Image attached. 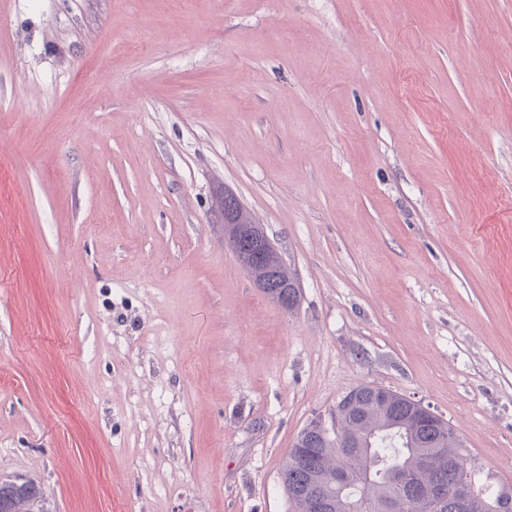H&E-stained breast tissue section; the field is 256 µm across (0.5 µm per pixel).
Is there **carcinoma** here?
<instances>
[{"instance_id":"carcinoma-1","label":"carcinoma","mask_w":512,"mask_h":512,"mask_svg":"<svg viewBox=\"0 0 512 512\" xmlns=\"http://www.w3.org/2000/svg\"><path fill=\"white\" fill-rule=\"evenodd\" d=\"M261 276L279 284H288V310L300 301V289L295 287L296 274L280 260L269 255L261 268ZM350 405L343 437L363 441L373 434L376 441L372 451L336 452V438L320 433L314 424H308L298 435L294 447L301 455H288L281 469L282 483L288 497H293L311 486L320 501V507L311 512H343L341 498L336 492L332 476L341 469L353 480V490L359 492L358 512H379L382 501L396 492L383 478L391 467L405 466L412 459L427 458L426 466L415 479L422 484L436 481L448 494V512H457L460 483L467 479L466 465L448 469V452L461 446L452 428L443 420L427 429L416 428L417 413L414 401L403 394L392 393L382 400L368 385L350 389L337 406ZM44 493L31 479L0 481V512H42Z\"/></svg>"}]
</instances>
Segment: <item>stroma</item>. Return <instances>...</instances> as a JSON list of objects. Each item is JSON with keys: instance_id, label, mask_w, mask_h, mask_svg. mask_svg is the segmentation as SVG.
Masks as SVG:
<instances>
[{"instance_id": "stroma-1", "label": "stroma", "mask_w": 512, "mask_h": 512, "mask_svg": "<svg viewBox=\"0 0 512 512\" xmlns=\"http://www.w3.org/2000/svg\"><path fill=\"white\" fill-rule=\"evenodd\" d=\"M359 385L512 492V0H0V480L294 512L289 448ZM237 199L227 197L224 201V239L232 246L243 268L250 274L258 288H270V283L257 276L256 268L260 265L264 241L262 231L255 224H234L231 220L236 216ZM249 235L254 240L252 248L243 249L240 246L243 236ZM260 276L272 278L280 285L288 283V288H281L282 292L288 290V302L281 303L285 306L288 305V310H294L300 301V289L294 288L296 282V274L291 272L280 260L279 255H268L265 258L263 267L261 268ZM296 278V279H295Z\"/></svg>"}]
</instances>
